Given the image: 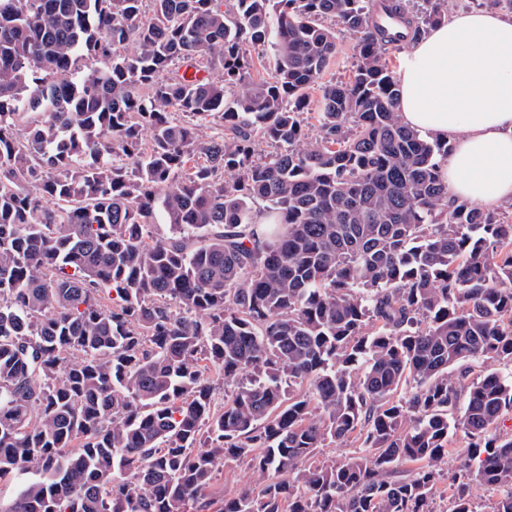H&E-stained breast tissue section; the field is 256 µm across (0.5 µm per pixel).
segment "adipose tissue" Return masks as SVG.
I'll use <instances>...</instances> for the list:
<instances>
[{
    "label": "adipose tissue",
    "instance_id": "1",
    "mask_svg": "<svg viewBox=\"0 0 512 512\" xmlns=\"http://www.w3.org/2000/svg\"><path fill=\"white\" fill-rule=\"evenodd\" d=\"M397 74L403 122L454 143L441 168L452 196L512 201V20L461 11L406 42Z\"/></svg>",
    "mask_w": 512,
    "mask_h": 512
}]
</instances>
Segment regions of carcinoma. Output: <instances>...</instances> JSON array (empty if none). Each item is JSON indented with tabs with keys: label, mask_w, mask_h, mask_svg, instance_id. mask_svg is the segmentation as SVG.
<instances>
[{
	"label": "carcinoma",
	"mask_w": 512,
	"mask_h": 512,
	"mask_svg": "<svg viewBox=\"0 0 512 512\" xmlns=\"http://www.w3.org/2000/svg\"><path fill=\"white\" fill-rule=\"evenodd\" d=\"M447 11L0 0V512H207L226 459L263 486L219 512H431L457 429L451 512L473 481L512 512V370L469 380L512 365V223L449 195L386 57ZM341 51L327 78L343 80L356 64L355 41L349 35H341Z\"/></svg>",
	"instance_id": "carcinoma-1"
}]
</instances>
